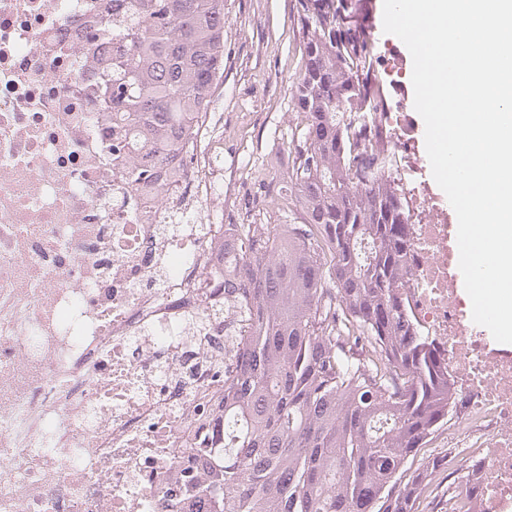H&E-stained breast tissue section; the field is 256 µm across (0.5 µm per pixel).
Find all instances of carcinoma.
Returning a JSON list of instances; mask_svg holds the SVG:
<instances>
[{
    "instance_id": "carcinoma-1",
    "label": "carcinoma",
    "mask_w": 512,
    "mask_h": 512,
    "mask_svg": "<svg viewBox=\"0 0 512 512\" xmlns=\"http://www.w3.org/2000/svg\"><path fill=\"white\" fill-rule=\"evenodd\" d=\"M125 42L100 52L98 91L141 143L179 133L224 79V0H123ZM303 114L280 191L301 224L224 225V279L239 325L224 331V447L202 448L183 512H418L441 461L414 457L464 404L442 350L414 317L412 257L368 0H296ZM451 512H484L467 466Z\"/></svg>"
}]
</instances>
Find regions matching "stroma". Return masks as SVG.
<instances>
[{"instance_id": "1", "label": "stroma", "mask_w": 512, "mask_h": 512, "mask_svg": "<svg viewBox=\"0 0 512 512\" xmlns=\"http://www.w3.org/2000/svg\"><path fill=\"white\" fill-rule=\"evenodd\" d=\"M296 0H227L224 9V83L215 109L224 115V221L228 224H298L300 208L282 207L279 187L291 135L302 116L294 82L303 45ZM451 461L434 481L422 512H446L462 492L468 461L442 429L415 460Z\"/></svg>"}]
</instances>
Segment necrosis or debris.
<instances>
[{
	"label": "necrosis or debris",
	"instance_id": "obj_1",
	"mask_svg": "<svg viewBox=\"0 0 512 512\" xmlns=\"http://www.w3.org/2000/svg\"><path fill=\"white\" fill-rule=\"evenodd\" d=\"M104 0H0V512H179L224 393V131L212 114L155 183L96 93ZM442 218L413 225V312L471 397L485 512H512V352L477 331Z\"/></svg>",
	"mask_w": 512,
	"mask_h": 512
}]
</instances>
